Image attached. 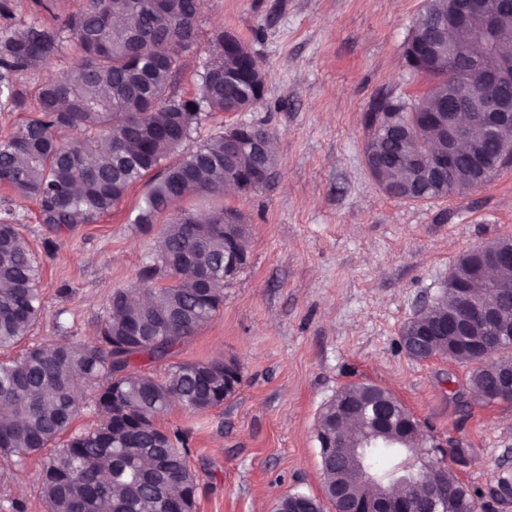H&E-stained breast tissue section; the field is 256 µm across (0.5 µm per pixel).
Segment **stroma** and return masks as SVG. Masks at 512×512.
Returning a JSON list of instances; mask_svg holds the SVG:
<instances>
[{"mask_svg": "<svg viewBox=\"0 0 512 512\" xmlns=\"http://www.w3.org/2000/svg\"><path fill=\"white\" fill-rule=\"evenodd\" d=\"M426 0H201L197 52L185 57L179 95L197 93L221 27L242 40L267 76L262 102L215 112L193 134L202 141L241 123L275 138L274 174L262 190L225 194L250 226L249 262L224 288V304L171 362L239 363L236 392L203 413L173 405L160 426L188 441L198 477L194 512H273L277 499L321 496L317 426L342 388L360 382L395 395L444 448L465 449L454 475L488 507L512 475V403L471 392L473 367L436 356L411 358L400 332L432 304L468 250L512 238V167L482 187L432 200L385 194L364 157V115L384 100L414 108L430 82L404 58ZM144 184L110 215L61 231L31 199L0 187L38 257L44 307L25 342L95 336L113 289L145 264L162 230L133 219ZM69 294H62V287ZM43 459L0 466V512H48Z\"/></svg>", "mask_w": 512, "mask_h": 512, "instance_id": "1", "label": "stroma"}]
</instances>
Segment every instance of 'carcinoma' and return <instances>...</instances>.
I'll list each match as a JSON object with an SVG mask.
<instances>
[{"label": "carcinoma", "instance_id": "cac0c4a2", "mask_svg": "<svg viewBox=\"0 0 512 512\" xmlns=\"http://www.w3.org/2000/svg\"><path fill=\"white\" fill-rule=\"evenodd\" d=\"M63 0H29V14L8 35L0 36V112H34L0 137V185L30 198L39 207L42 223L55 228L90 224L112 213L127 190L163 167L150 182L133 223L155 224L182 201L210 200L224 193V184L237 183L253 165L241 154L224 158V132L203 143L189 142L201 112H239L257 105L250 87L265 74L243 42L235 55L224 54V31L216 30L213 60L199 74L198 92L179 96L173 79L198 40V0H80L74 12L60 11ZM448 14V0H428L411 29L410 49L437 19ZM56 24L50 25L45 16ZM461 55L427 60L432 83L422 96L421 112L451 106L463 76L473 91L493 96L497 88L486 81L495 53L471 55L466 30H447ZM495 47L512 45V11L498 12ZM70 43L72 65L41 82L34 107L24 80L38 63L46 64ZM377 111L403 125L407 140L398 162L385 166L395 143L385 128L368 130L364 153L381 168L378 185L407 183L413 199L448 198V189L435 190L423 175L421 159L441 147L433 130L422 126L391 101ZM181 159L162 166L167 156ZM480 186L470 159L459 158L454 189ZM227 210L205 213L182 210L166 222L149 262L126 288L112 290L107 319L93 340L68 336L52 346H35L21 356L0 359V457L20 464L47 454L41 493L49 512H192L197 477L189 464L186 439L157 424L171 404L204 412L234 393L224 387L226 374L240 384L238 366L221 360L175 363L156 378L138 371L134 360L169 358L176 347L195 336L224 304V242L248 249L246 224L224 223ZM164 273L174 283L158 288ZM40 264L10 217L0 219V349L27 337L42 312L38 288ZM147 297L134 304L133 294ZM463 300L446 285L423 320L408 321L401 342L414 359L446 355L458 362H482L470 377L475 392H486L488 371H512V346L501 345L483 327L467 331L475 353L456 346V338L438 331L429 341L418 340L427 325H441ZM104 419L96 428L72 431L87 398ZM358 425L352 432L333 434L337 448L321 461L323 498L295 492L283 497V512H324L322 500L336 504V489L355 500L377 497L391 473L375 469L381 457H393L399 447L371 448L358 466L353 449L365 430L381 426L388 433L401 429L408 411L386 390L365 383L351 384L324 408L320 427L336 430V410ZM441 452L421 463L448 479V495L466 502L473 495L448 469Z\"/></svg>", "mask_w": 512, "mask_h": 512}]
</instances>
